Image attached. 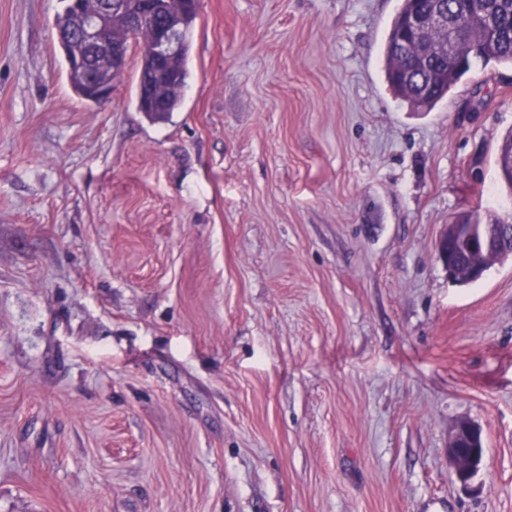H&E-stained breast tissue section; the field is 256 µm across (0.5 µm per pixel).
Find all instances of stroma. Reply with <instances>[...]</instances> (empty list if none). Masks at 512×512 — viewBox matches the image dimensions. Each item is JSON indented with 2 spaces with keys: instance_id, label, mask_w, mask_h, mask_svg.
<instances>
[{
  "instance_id": "35a3bbf8",
  "label": "stroma",
  "mask_w": 512,
  "mask_h": 512,
  "mask_svg": "<svg viewBox=\"0 0 512 512\" xmlns=\"http://www.w3.org/2000/svg\"><path fill=\"white\" fill-rule=\"evenodd\" d=\"M399 0H198L181 107L82 101L0 0V512H512V66L395 96ZM481 429L459 482L448 436ZM509 220H505L501 217L497 216H489L487 221L482 224H450L440 237L438 241V254L439 257L443 260L446 267L448 268V275L455 279L461 274L465 273L471 268V265L468 266L465 270L461 269V266L458 265L454 267V256L451 251V246L457 240H468L475 244H478L480 250H484L483 254H486L485 250H490L493 247H500L502 237L505 239V245L507 244V240L511 241L512 247V225L504 224ZM501 224L500 234L496 232L498 235L497 239H493V235L490 231L496 230V228ZM477 225V227H475ZM490 227V229L488 228ZM453 251L455 253L456 259L460 264H464L468 261V248L462 243L456 242L453 246Z\"/></svg>"
}]
</instances>
